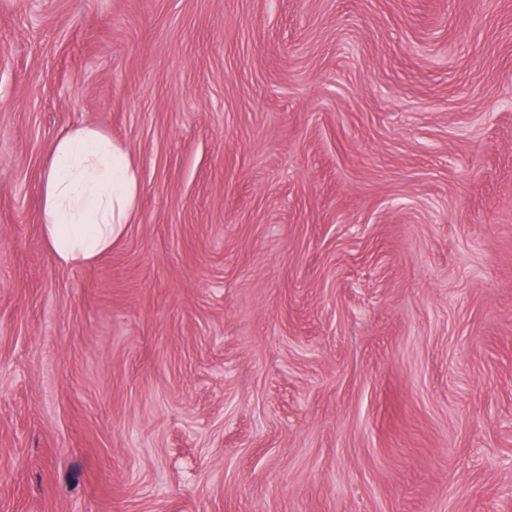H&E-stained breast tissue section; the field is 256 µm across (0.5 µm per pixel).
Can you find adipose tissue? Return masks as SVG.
<instances>
[{
  "mask_svg": "<svg viewBox=\"0 0 512 512\" xmlns=\"http://www.w3.org/2000/svg\"><path fill=\"white\" fill-rule=\"evenodd\" d=\"M139 176L128 153L101 128L82 127L55 142L46 176L43 234L61 265L96 259L133 222Z\"/></svg>",
  "mask_w": 512,
  "mask_h": 512,
  "instance_id": "obj_1",
  "label": "adipose tissue"
}]
</instances>
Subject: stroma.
<instances>
[{"instance_id":"1","label":"stroma","mask_w":512,"mask_h":512,"mask_svg":"<svg viewBox=\"0 0 512 512\" xmlns=\"http://www.w3.org/2000/svg\"><path fill=\"white\" fill-rule=\"evenodd\" d=\"M0 512H512V0H0ZM140 183L128 153L99 127H82L55 142L46 176L43 234L63 266L86 264L131 224Z\"/></svg>"}]
</instances>
